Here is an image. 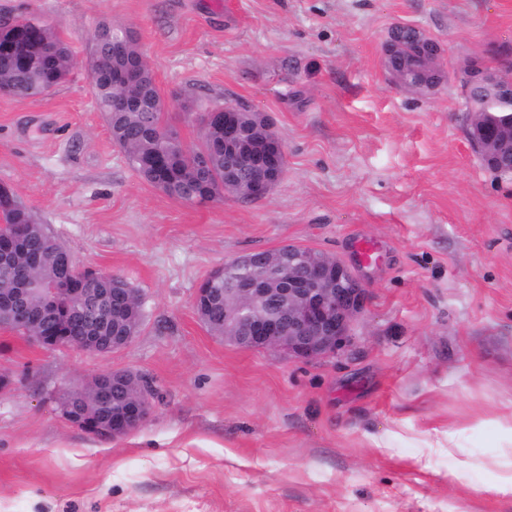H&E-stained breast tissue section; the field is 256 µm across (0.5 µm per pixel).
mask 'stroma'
I'll use <instances>...</instances> for the list:
<instances>
[{"mask_svg": "<svg viewBox=\"0 0 512 512\" xmlns=\"http://www.w3.org/2000/svg\"><path fill=\"white\" fill-rule=\"evenodd\" d=\"M78 63L35 99L0 96V184L81 268L123 276L140 330L104 355L0 331V512H512V179L473 151L461 79L512 54V0H0ZM132 31L188 145L196 107L269 119L286 169L266 199L177 201L142 180L94 105L101 23ZM438 41L444 82L394 87L390 28ZM378 258L363 263L359 240ZM287 244L365 285L334 355L211 336L194 310L225 260ZM131 370L158 391L117 438L65 421L66 390Z\"/></svg>", "mask_w": 512, "mask_h": 512, "instance_id": "stroma-1", "label": "stroma"}]
</instances>
